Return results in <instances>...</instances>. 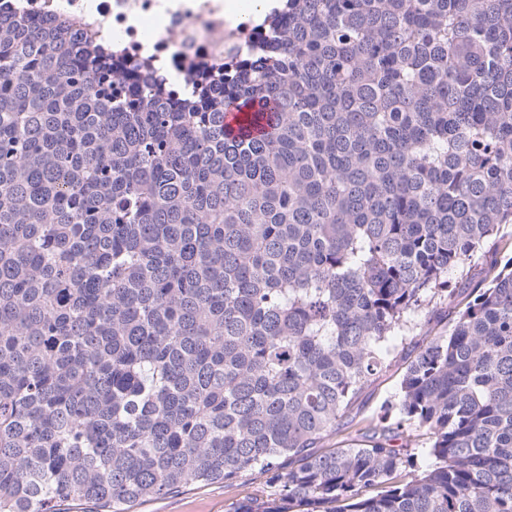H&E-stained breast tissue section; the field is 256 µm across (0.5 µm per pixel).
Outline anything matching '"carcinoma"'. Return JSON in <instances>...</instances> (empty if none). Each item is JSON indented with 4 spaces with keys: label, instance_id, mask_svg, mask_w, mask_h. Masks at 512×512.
I'll list each match as a JSON object with an SVG mask.
<instances>
[{
    "label": "carcinoma",
    "instance_id": "obj_1",
    "mask_svg": "<svg viewBox=\"0 0 512 512\" xmlns=\"http://www.w3.org/2000/svg\"><path fill=\"white\" fill-rule=\"evenodd\" d=\"M278 16L177 97L0 17V512H512V256L450 279L512 225V0ZM434 303L394 422L317 450ZM266 489L265 476L249 472L232 486L222 482H198L164 497L142 502L135 512H227L231 502L261 494Z\"/></svg>",
    "mask_w": 512,
    "mask_h": 512
}]
</instances>
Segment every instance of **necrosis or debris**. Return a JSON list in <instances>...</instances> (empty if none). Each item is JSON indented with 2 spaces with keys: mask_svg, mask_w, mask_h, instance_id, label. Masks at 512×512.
Wrapping results in <instances>:
<instances>
[{
  "mask_svg": "<svg viewBox=\"0 0 512 512\" xmlns=\"http://www.w3.org/2000/svg\"><path fill=\"white\" fill-rule=\"evenodd\" d=\"M225 0H0V15L71 29L77 41L108 50L115 68L173 90L222 79L224 65L259 41L249 13L237 24Z\"/></svg>",
  "mask_w": 512,
  "mask_h": 512,
  "instance_id": "4bbe7bcc",
  "label": "necrosis or debris"
}]
</instances>
